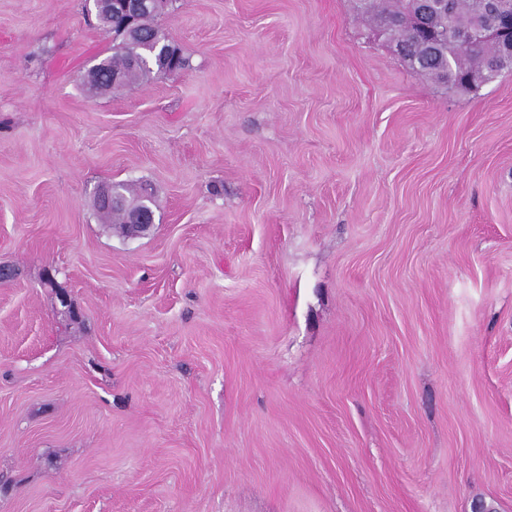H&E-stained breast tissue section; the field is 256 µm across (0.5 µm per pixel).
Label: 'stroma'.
<instances>
[{"label": "stroma", "mask_w": 512, "mask_h": 512, "mask_svg": "<svg viewBox=\"0 0 512 512\" xmlns=\"http://www.w3.org/2000/svg\"><path fill=\"white\" fill-rule=\"evenodd\" d=\"M157 24L188 67L94 93L87 0H0V512H512V74L351 0ZM415 1L422 0H352L353 9L366 15L374 24L390 21L394 25L392 35L403 44L406 56L422 57L424 39H417L412 29V10ZM398 55H403L402 45L388 42ZM124 193L132 198L141 195L145 188H141L140 192L133 193L126 183H118ZM115 184L103 186L96 195V205L100 212L111 210L112 208H122L126 213L125 224H122V216L117 212L100 215L101 218L113 223L121 224V229L127 237H140L146 235L155 226V213L145 200L151 199L149 193L142 196L141 199L128 200L121 195Z\"/></svg>", "instance_id": "1"}]
</instances>
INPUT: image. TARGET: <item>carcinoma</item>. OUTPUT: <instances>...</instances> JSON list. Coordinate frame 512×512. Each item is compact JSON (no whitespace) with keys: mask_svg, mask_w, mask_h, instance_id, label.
<instances>
[{"mask_svg":"<svg viewBox=\"0 0 512 512\" xmlns=\"http://www.w3.org/2000/svg\"><path fill=\"white\" fill-rule=\"evenodd\" d=\"M353 9L377 24L389 21L394 25L392 35L403 44L406 56L414 58L424 55V41L416 38L412 29V10L415 0H352ZM480 0H455L451 20L457 28L471 26L476 20ZM167 7V0H156V4L139 18L144 32L141 44L129 43L118 27L112 34L119 38L113 54L93 66L102 83L89 84L94 91L102 90V84L111 82L110 89H119L129 84L147 81L152 76L174 74L187 65L178 47L168 41L156 23L157 17ZM500 59L499 46L493 42H472L464 47L442 46L438 57H428L418 71L439 83L452 85L461 75H472L478 81L494 82L506 73H512V61L499 66L492 74L489 66Z\"/></svg>","mask_w":512,"mask_h":512,"instance_id":"obj_1","label":"carcinoma"}]
</instances>
